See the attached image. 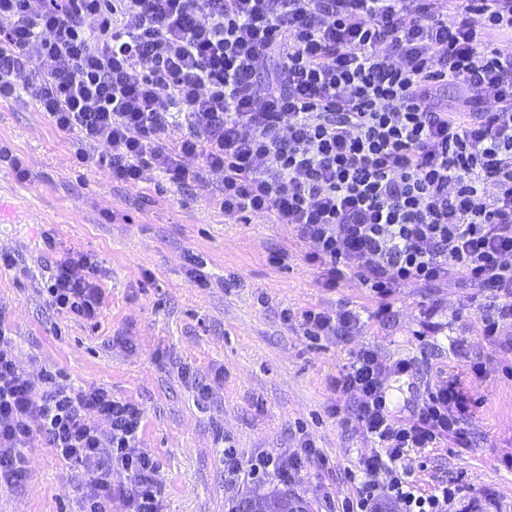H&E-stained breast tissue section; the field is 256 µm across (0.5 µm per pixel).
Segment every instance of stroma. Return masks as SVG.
Listing matches in <instances>:
<instances>
[{"instance_id": "1", "label": "stroma", "mask_w": 512, "mask_h": 512, "mask_svg": "<svg viewBox=\"0 0 512 512\" xmlns=\"http://www.w3.org/2000/svg\"><path fill=\"white\" fill-rule=\"evenodd\" d=\"M0 142L23 160L27 178L0 169V329L31 376L104 387L145 413L142 446L158 461L162 512H231L253 485L224 476V449L242 460L295 447L306 431L330 468L311 464L291 487L312 512H332L356 493L351 475L372 444L330 414V385L352 351L412 358L417 385L389 379L395 402H420L426 382L460 379L472 414V445L426 450L408 466L421 492L459 482L458 512H512V350L484 342L480 306L456 282L400 289L388 319L360 335L311 341L302 310L376 306L358 277L326 288L307 264L309 243L267 216L225 219L205 175L189 189L129 186L108 169L75 170L72 139L30 99L0 103ZM52 246H45L44 237ZM91 255L102 293L96 323L50 309L42 288L50 263ZM478 354L483 375L466 368ZM212 387L200 400L193 377ZM25 454L28 472L0 489V512H79L75 469L41 439Z\"/></svg>"}]
</instances>
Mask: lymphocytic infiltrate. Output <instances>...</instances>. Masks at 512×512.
Returning a JSON list of instances; mask_svg holds the SVG:
<instances>
[{
	"label": "lymphocytic infiltrate",
	"instance_id": "f902f5d3",
	"mask_svg": "<svg viewBox=\"0 0 512 512\" xmlns=\"http://www.w3.org/2000/svg\"><path fill=\"white\" fill-rule=\"evenodd\" d=\"M512 0H0V101L27 93L72 160L106 167L157 191L222 174L225 218L268 214L313 244L306 261L325 287L351 274L389 315L399 288L456 281L487 302L482 336L512 326ZM48 67L34 71V59ZM465 92L451 105L442 87ZM179 132L169 143L170 132ZM200 161L197 169L185 160ZM90 256L49 269L47 305L86 322L102 303ZM312 340L358 335L360 312L300 314ZM418 373L412 359L354 352L331 385L376 445L338 512H453L464 488L423 494L408 478L411 451L471 442L460 380L426 384L402 416L386 378ZM143 412L102 387L56 372L31 379L0 336V486L25 470L41 436L83 473L82 512H160L157 462L141 447ZM324 457L308 436L287 455L242 461L224 474L291 484ZM126 483L112 481L113 471Z\"/></svg>",
	"mask_w": 512,
	"mask_h": 512
}]
</instances>
